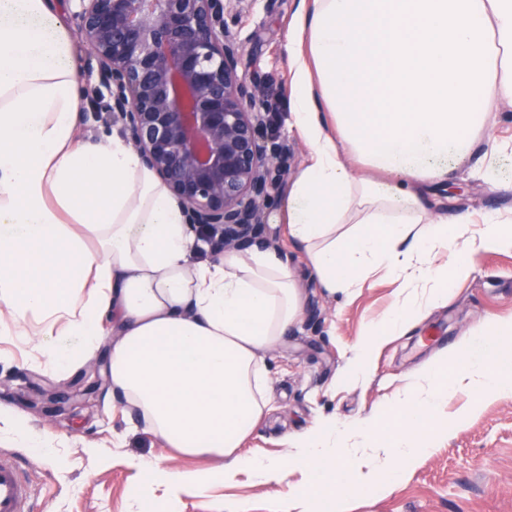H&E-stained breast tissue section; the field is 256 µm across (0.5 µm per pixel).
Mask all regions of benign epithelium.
I'll return each mask as SVG.
<instances>
[{
    "label": "benign epithelium",
    "mask_w": 512,
    "mask_h": 512,
    "mask_svg": "<svg viewBox=\"0 0 512 512\" xmlns=\"http://www.w3.org/2000/svg\"><path fill=\"white\" fill-rule=\"evenodd\" d=\"M112 119L220 251L269 245L265 211L290 169L261 86L238 67L246 0H72Z\"/></svg>",
    "instance_id": "benign-epithelium-1"
}]
</instances>
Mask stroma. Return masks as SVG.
Wrapping results in <instances>:
<instances>
[{
  "instance_id": "stroma-1",
  "label": "stroma",
  "mask_w": 512,
  "mask_h": 512,
  "mask_svg": "<svg viewBox=\"0 0 512 512\" xmlns=\"http://www.w3.org/2000/svg\"><path fill=\"white\" fill-rule=\"evenodd\" d=\"M299 5L300 0H251L237 26L245 43L240 67L275 102L276 129L293 149L291 174L279 185L266 222L304 292L305 306L301 322L265 358L267 407L240 448L266 461L283 460L285 439H296L318 421L367 418L427 366L471 340L486 317L512 321V249L482 253L470 275L449 289L447 303L432 309L407 334L380 345L366 377L339 384L367 326L392 310L403 284L378 271L353 297L323 292L306 254L292 244L280 222V201L309 158L305 142L287 125L292 71L286 33ZM66 29L83 91L74 131L81 141L93 142L113 129L104 117L112 99L101 82L99 62L76 26L70 23ZM478 149L495 155L501 184L484 181L470 159L457 167L448 184L430 186L427 196L438 211L451 216L466 212L477 224L490 211L512 220L511 106L499 107L495 125ZM82 372L78 366L60 375L33 346L0 337V405L22 412L32 431L53 442L49 450L13 447L44 512H139L141 505L157 502L165 512H225L229 507L235 512H512L509 397L486 400L464 415L460 409L467 395L450 396L437 409L438 420L448 425L447 438L434 442L394 486L374 485L345 500L335 496L288 504V488L310 479L294 465L279 482L239 473L202 491L147 485L139 463L163 459L176 469L206 470L219 461L163 447L131 411L113 407L108 388L76 395L74 383ZM38 385L54 387L58 403L33 406L29 395Z\"/></svg>"
}]
</instances>
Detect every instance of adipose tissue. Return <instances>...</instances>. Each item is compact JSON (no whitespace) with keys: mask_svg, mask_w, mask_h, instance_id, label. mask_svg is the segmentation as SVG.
Returning a JSON list of instances; mask_svg holds the SVG:
<instances>
[{"mask_svg":"<svg viewBox=\"0 0 512 512\" xmlns=\"http://www.w3.org/2000/svg\"><path fill=\"white\" fill-rule=\"evenodd\" d=\"M286 41L288 121L310 150L282 207L289 237L328 292L354 293L380 268L414 291L369 325L362 368L381 337L443 302L480 251L512 248L500 216L475 229L423 197L512 104V0H312ZM81 103L61 16L47 0H0V335L62 374L108 347L113 395L166 447L225 461L208 473L140 464L148 480L201 490L238 470L279 479L280 462L239 448L263 413V355L303 312L286 261L259 248L195 261L197 234L127 138L75 141ZM484 327L493 345L472 350L451 384L437 363L397 392L394 427L325 426L296 443L291 459L311 474L296 497L395 480L419 439L447 437L435 408L454 389L474 391L476 408L511 396L512 324Z\"/></svg>","mask_w":512,"mask_h":512,"instance_id":"obj_1","label":"adipose tissue"}]
</instances>
